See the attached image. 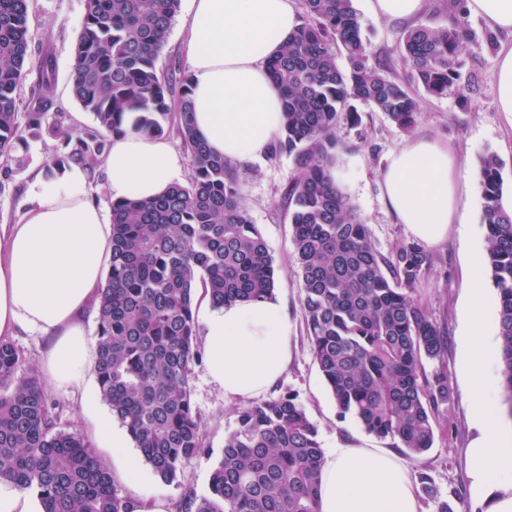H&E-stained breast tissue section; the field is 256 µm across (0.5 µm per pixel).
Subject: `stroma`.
Returning a JSON list of instances; mask_svg holds the SVG:
<instances>
[{
  "instance_id": "obj_1",
  "label": "stroma",
  "mask_w": 512,
  "mask_h": 512,
  "mask_svg": "<svg viewBox=\"0 0 512 512\" xmlns=\"http://www.w3.org/2000/svg\"><path fill=\"white\" fill-rule=\"evenodd\" d=\"M364 34L387 75L406 81L410 74L403 64L400 38L406 27L402 21L372 16L364 0H354ZM85 16V0H29V26L33 51L50 50L55 59V106L47 123L61 122L80 133L94 127L95 119L70 93L74 47ZM470 39L462 52V65L446 96H429L416 89L420 115L412 133L453 144L470 170H478L480 159L496 154L503 163L501 204L512 209V115L497 105V50L504 34L491 29L478 16H468ZM358 125L337 128L342 145L335 172L349 203L368 225L377 250L390 255L399 245L411 242L412 234L400 224L387 206L380 175L390 153L406 138L384 113L367 105L358 107ZM58 142L45 135L28 142L23 168L0 173V226L16 223L27 202L29 174L43 170L46 158ZM234 169L244 190V202L254 224L266 241L277 270L275 295L286 307L292 337V360L276 384L275 393H296L316 425L323 449L340 445L394 449L391 439L367 433L353 419L337 416L336 402L309 350L301 303L300 279L293 257L290 212L286 192L294 172L291 156H263L235 163ZM483 199L477 179H470L461 200L467 219L464 231L451 232L447 241L429 248L430 267L415 289L414 298L445 331L448 346L443 361L424 360L426 378L444 373L452 396L435 414V441L426 453L405 458L411 475L427 472L442 497L450 498L454 512H486L483 494L473 486L467 448L476 435L468 410L470 386L463 372L468 333L469 277L490 279L487 265H474L475 256L485 252V230L481 223ZM193 400L204 438L213 454H221L224 438L236 426L237 407L225 403L224 394L206 376L204 365H195L192 375ZM43 385L60 406L62 430L84 436L96 454L108 465L119 495L149 496L168 501L181 497L186 489L204 491L212 460L193 458L182 466L180 482L168 483L146 465L135 446L125 448L117 458L105 448L96 432L98 421H106L121 431L108 404L101 400L93 371H86L82 387L44 380Z\"/></svg>"
}]
</instances>
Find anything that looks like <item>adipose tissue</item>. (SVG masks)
<instances>
[{"instance_id": "1", "label": "adipose tissue", "mask_w": 512, "mask_h": 512, "mask_svg": "<svg viewBox=\"0 0 512 512\" xmlns=\"http://www.w3.org/2000/svg\"><path fill=\"white\" fill-rule=\"evenodd\" d=\"M181 20L188 37L194 125L215 154L242 161L268 153L283 127L281 93L267 63L299 25L297 0H188ZM105 192L114 201L149 198L182 180L186 159L164 138L127 130L104 157ZM467 179L453 146L413 137L388 158L385 198L400 222L429 247L461 223ZM88 171L34 178L32 199L0 233V337L29 329L49 337L44 368L55 381L80 382L95 349L82 315L96 303L112 261V223L91 203ZM206 374L228 402L268 392L292 355L288 320L278 300L207 306ZM491 343L465 360L476 390L469 405L478 435L468 454L488 512H512V434L483 394L492 379ZM320 512H419L408 467L383 448L340 446L323 457Z\"/></svg>"}]
</instances>
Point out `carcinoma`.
I'll return each instance as SVG.
<instances>
[{"label":"carcinoma","instance_id":"1","mask_svg":"<svg viewBox=\"0 0 512 512\" xmlns=\"http://www.w3.org/2000/svg\"><path fill=\"white\" fill-rule=\"evenodd\" d=\"M179 7L180 0H85L71 94L96 127L76 137L58 123L49 127L63 151L44 164L50 174L72 164L94 170L106 136L126 133L132 112L133 129L174 132L188 150L186 184L159 198L112 203V264L99 289L93 367L101 398L143 462L169 483L184 461L209 455L191 385L201 362L196 288L220 307L263 300L277 288L233 166L195 135L189 74L175 97L157 70ZM302 9L304 22L268 62L285 117L270 156L294 160L287 196L310 351L339 419L353 418L420 456L434 443L435 411L451 398L445 375L420 381L422 358L440 361L447 347L444 331L412 297L430 258L416 242L382 255L332 174L341 149L336 128L360 121L353 102L385 113L404 132L414 129L419 103L410 84L374 59L353 0H302ZM28 11V0H0V166L7 172L24 166L17 148L42 135L55 104L53 56H33ZM468 36L463 14L450 28H407L401 58L411 84L446 95ZM33 67L39 81L25 105L18 89ZM478 181L512 416V210L500 204L497 155L483 157ZM21 365L17 346L0 340V481L36 494L42 512H134L135 499L118 496L88 440L58 429V405L38 375L18 377ZM322 458L318 431L294 393L254 401L237 412L206 491L186 490L176 512H319ZM418 482L438 512H454L428 473Z\"/></svg>","mask_w":512,"mask_h":512}]
</instances>
